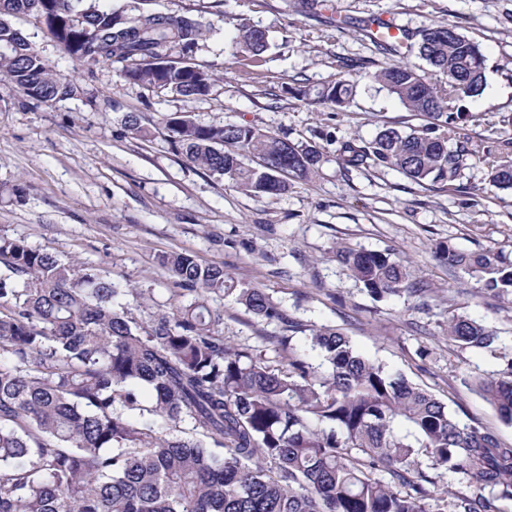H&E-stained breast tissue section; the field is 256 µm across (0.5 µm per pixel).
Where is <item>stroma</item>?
Returning <instances> with one entry per match:
<instances>
[{"mask_svg":"<svg viewBox=\"0 0 512 512\" xmlns=\"http://www.w3.org/2000/svg\"><path fill=\"white\" fill-rule=\"evenodd\" d=\"M296 0H150L160 12L199 15L219 5L220 32L196 54L214 70L208 97L186 100L118 79L111 68L87 71L31 17L17 28L56 67L77 81L79 97L37 103L0 80V233L24 238L60 259L103 269L143 290L165 308L183 298L157 263L171 251L194 253L235 280L262 289L285 319L267 322L230 296L214 297L225 344L262 351L285 364L282 337L309 347L311 330L328 326L366 357L429 391L463 424L512 446V424L476 390V379L512 360V298L485 294L478 276L449 269L439 246L493 251L512 262V190L488 178L486 161L471 159L456 187L419 186L383 166L351 172L339 165L342 142L373 138L386 127L409 131L427 119L368 80L397 63L379 53L363 29L389 19L417 32L434 21L457 26L485 57L486 87L465 99L461 137L491 144L512 138V0H332L330 9L300 12ZM268 31L273 45L257 63L237 56L240 23ZM358 77L356 95L338 109L298 96L296 84L318 89L343 74ZM153 122L186 112L202 124H242L317 144V175L294 179L269 198L242 193L176 157L162 136L143 141L124 131V113ZM390 249L432 286L427 301L407 293L376 300L336 262L337 244ZM486 324L487 349L448 344V312Z\"/></svg>","mask_w":512,"mask_h":512,"instance_id":"stroma-1","label":"stroma"}]
</instances>
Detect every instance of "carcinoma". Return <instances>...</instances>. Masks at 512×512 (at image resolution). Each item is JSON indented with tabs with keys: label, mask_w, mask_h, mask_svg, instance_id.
<instances>
[{
	"label": "carcinoma",
	"mask_w": 512,
	"mask_h": 512,
	"mask_svg": "<svg viewBox=\"0 0 512 512\" xmlns=\"http://www.w3.org/2000/svg\"><path fill=\"white\" fill-rule=\"evenodd\" d=\"M147 2L0 0V79L41 104L82 93L14 27L12 19L34 15L90 73L107 64L128 83L206 97L214 73L196 53L215 21ZM374 43L425 63L385 65L369 78L429 122L343 143L344 169L392 167L420 186H452L469 158H490V147L457 138L456 102L486 84L476 43L442 22L416 41L403 32ZM270 47L266 30L238 25L237 53L259 61ZM355 89L343 75L317 89L313 103L344 108ZM123 121L135 139L155 135L136 112ZM164 130L174 153L250 195L278 196L288 177L308 178L322 160L315 145L254 126L200 124L184 112L169 114ZM490 181L512 189V160L492 165ZM335 258L375 299L432 293L389 249L338 246ZM440 258L477 274L493 295H512V263L500 254L447 245ZM158 262L193 299L139 322L117 302L141 295L134 286L0 234V512H502L500 502L512 500V447L460 424L334 329L312 331L322 362L290 346L286 370L224 343L216 331L224 314L211 296L234 294L268 322L284 320L282 310L190 252ZM447 335L462 350L495 341L483 323L452 311ZM477 387L512 424V365ZM429 469L457 475L468 490L436 489Z\"/></svg>",
	"instance_id": "1"
}]
</instances>
